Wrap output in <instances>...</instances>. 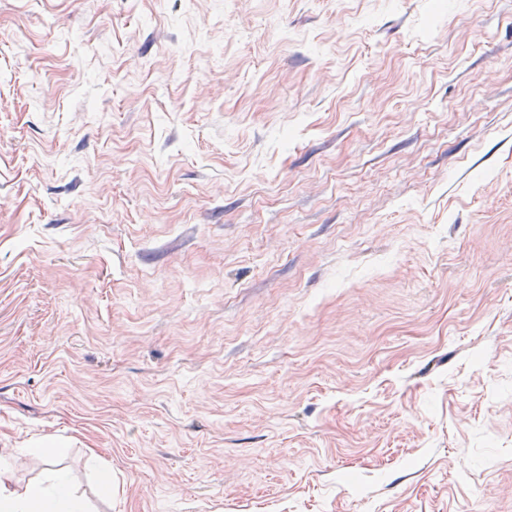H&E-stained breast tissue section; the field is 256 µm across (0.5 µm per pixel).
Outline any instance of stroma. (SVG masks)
<instances>
[{
    "mask_svg": "<svg viewBox=\"0 0 512 512\" xmlns=\"http://www.w3.org/2000/svg\"><path fill=\"white\" fill-rule=\"evenodd\" d=\"M36 443L91 512H512V0H0Z\"/></svg>",
    "mask_w": 512,
    "mask_h": 512,
    "instance_id": "obj_1",
    "label": "stroma"
}]
</instances>
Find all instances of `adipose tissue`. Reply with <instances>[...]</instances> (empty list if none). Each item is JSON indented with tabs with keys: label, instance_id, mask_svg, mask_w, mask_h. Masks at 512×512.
Returning a JSON list of instances; mask_svg holds the SVG:
<instances>
[{
	"label": "adipose tissue",
	"instance_id": "1",
	"mask_svg": "<svg viewBox=\"0 0 512 512\" xmlns=\"http://www.w3.org/2000/svg\"><path fill=\"white\" fill-rule=\"evenodd\" d=\"M21 454L18 448H0V512H89L67 472L54 463H47L42 481L22 489L14 486L11 472Z\"/></svg>",
	"mask_w": 512,
	"mask_h": 512
}]
</instances>
